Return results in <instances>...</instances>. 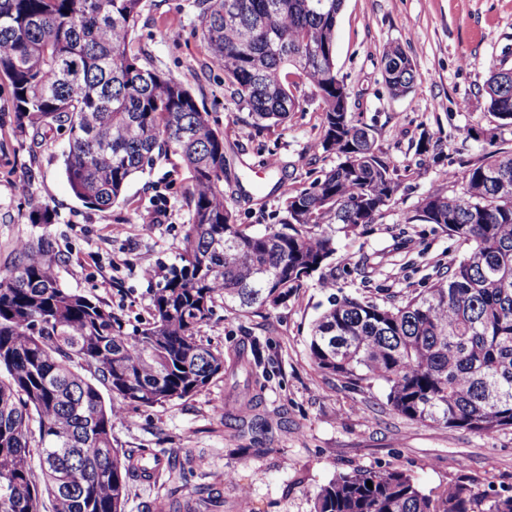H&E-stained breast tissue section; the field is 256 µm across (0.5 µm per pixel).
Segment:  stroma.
Here are the masks:
<instances>
[{"label":"stroma","instance_id":"obj_1","mask_svg":"<svg viewBox=\"0 0 512 512\" xmlns=\"http://www.w3.org/2000/svg\"><path fill=\"white\" fill-rule=\"evenodd\" d=\"M197 0H143L135 48L190 90L224 133V191L240 224L262 232L281 207L278 183H309L337 163L317 149L318 101L300 85L302 106L287 121L260 130L231 97L221 69L209 62ZM392 45L412 60L416 83L391 98L382 57ZM512 69V0H344L336 24L335 66L349 106L375 129L378 147L397 167L402 187L384 215L339 238L330 287L310 280L286 304L243 315L219 307L199 329L224 354L226 373L190 397L150 408L127 405L112 425L114 447L155 450L163 460L152 481L130 483L125 512H313L321 486L356 469L398 468L422 489L454 484L474 492H512V429L478 435L398 416L374 384L357 390L319 371L306 348L311 325L330 300L357 296L380 304L445 280L467 246L415 220L428 190L449 172L477 163L485 145L471 134L495 126L484 83L491 66ZM66 129L41 144L14 129L12 99L0 80V264L22 241L48 233L62 256L60 284L92 294L127 323L149 320L155 279L143 270L175 263L190 211L189 174L177 156L156 155L126 186L128 206L82 205L64 177ZM440 145L424 153L422 140ZM50 206L55 221L30 223L29 202ZM158 216L155 224L143 223ZM266 370L260 405L230 411L247 370Z\"/></svg>","mask_w":512,"mask_h":512}]
</instances>
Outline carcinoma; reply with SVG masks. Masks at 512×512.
I'll return each mask as SVG.
<instances>
[{"instance_id": "obj_1", "label": "carcinoma", "mask_w": 512, "mask_h": 512, "mask_svg": "<svg viewBox=\"0 0 512 512\" xmlns=\"http://www.w3.org/2000/svg\"><path fill=\"white\" fill-rule=\"evenodd\" d=\"M343 0H198L202 40L237 102L261 128L300 106L297 82L321 102L317 147L336 166L286 189L277 225L252 233L224 196V132L169 72L132 49L142 0H0V78L15 130L67 126L72 195L107 211L162 151L190 172L191 222L177 262L131 325L92 294L60 285L45 237L0 266V512H125L145 453L112 446L127 404L164 405L224 374V353L198 337L218 306L248 313L332 273L336 238L376 222L401 178L355 119L335 67ZM391 97L408 96L414 65L397 45L382 57ZM488 110L512 126V70H491ZM429 191L414 219L468 244L448 279L382 305L345 296L315 321L307 350L320 371L355 388L380 385L396 414L475 434L512 428V150L496 148ZM32 224H50L33 200ZM90 372L85 376L83 371ZM372 482L373 488L367 487ZM314 512H512V493L464 484L424 492L392 468L341 473Z\"/></svg>"}]
</instances>
